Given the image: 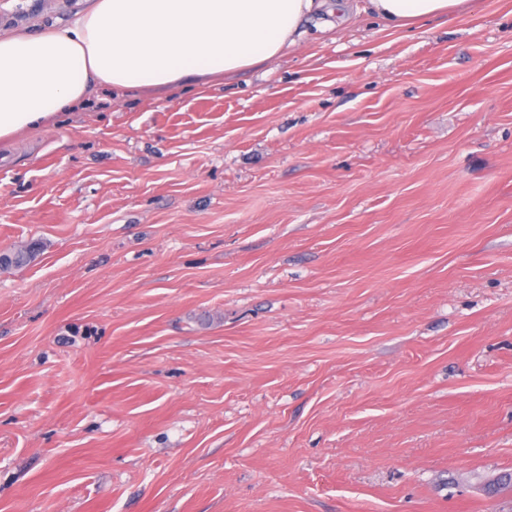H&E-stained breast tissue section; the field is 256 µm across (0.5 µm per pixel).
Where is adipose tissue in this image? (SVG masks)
I'll return each instance as SVG.
<instances>
[{"label":"adipose tissue","instance_id":"ef3b65f1","mask_svg":"<svg viewBox=\"0 0 512 512\" xmlns=\"http://www.w3.org/2000/svg\"><path fill=\"white\" fill-rule=\"evenodd\" d=\"M473 0H370L395 26ZM317 0H92L62 31L0 35V139L70 111L100 85L172 90L233 74L295 44Z\"/></svg>","mask_w":512,"mask_h":512}]
</instances>
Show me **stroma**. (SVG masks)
I'll list each match as a JSON object with an SVG mask.
<instances>
[{
  "label": "stroma",
  "instance_id": "obj_1",
  "mask_svg": "<svg viewBox=\"0 0 512 512\" xmlns=\"http://www.w3.org/2000/svg\"><path fill=\"white\" fill-rule=\"evenodd\" d=\"M304 30L0 142V512H512V0Z\"/></svg>",
  "mask_w": 512,
  "mask_h": 512
}]
</instances>
